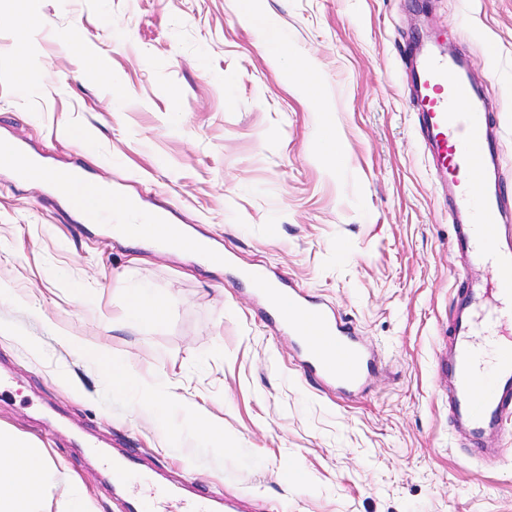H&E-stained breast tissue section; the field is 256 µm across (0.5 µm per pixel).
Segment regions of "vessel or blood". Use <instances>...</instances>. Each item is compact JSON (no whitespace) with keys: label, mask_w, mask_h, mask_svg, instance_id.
Instances as JSON below:
<instances>
[{"label":"vessel or blood","mask_w":512,"mask_h":512,"mask_svg":"<svg viewBox=\"0 0 512 512\" xmlns=\"http://www.w3.org/2000/svg\"><path fill=\"white\" fill-rule=\"evenodd\" d=\"M465 63L439 49L416 61V101L419 125L434 159V169L454 189L450 217L456 225L455 245L468 265L493 263L492 280L471 285L462 300L465 319L453 323L452 368L459 380L458 405L473 435L512 413V253L496 250L502 232L500 193H488V162L499 157L502 144L489 137L484 99L471 90L464 77ZM254 293L266 301L276 322L287 330L303 354V368L342 390H356L372 368L374 354L358 339L351 323L328 306L304 295L285 281L272 280L256 269L249 275ZM494 298L495 308L485 313L479 303ZM493 332L494 354L484 358L473 347L480 330ZM114 482L127 490V512H220L223 503L201 493L181 496L137 456L113 460Z\"/></svg>","instance_id":"b4317fda"}]
</instances>
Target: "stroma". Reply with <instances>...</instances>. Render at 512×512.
I'll return each instance as SVG.
<instances>
[{
  "instance_id": "35a3bbf8",
  "label": "stroma",
  "mask_w": 512,
  "mask_h": 512,
  "mask_svg": "<svg viewBox=\"0 0 512 512\" xmlns=\"http://www.w3.org/2000/svg\"><path fill=\"white\" fill-rule=\"evenodd\" d=\"M254 5L277 44L245 22ZM436 36L493 89L512 213V0H0V136L231 261L130 246L0 163V427L55 463L41 512L84 498L124 512L81 434L242 512H512V423L475 439L448 405L457 300L494 269L454 275L411 105L401 57ZM324 108L346 146L337 165L317 148ZM251 267L353 324L378 357L356 392L303 372L239 277ZM141 288L166 300L160 321L126 316ZM67 334L113 350L138 386L113 391ZM158 376L162 419L140 387Z\"/></svg>"
}]
</instances>
